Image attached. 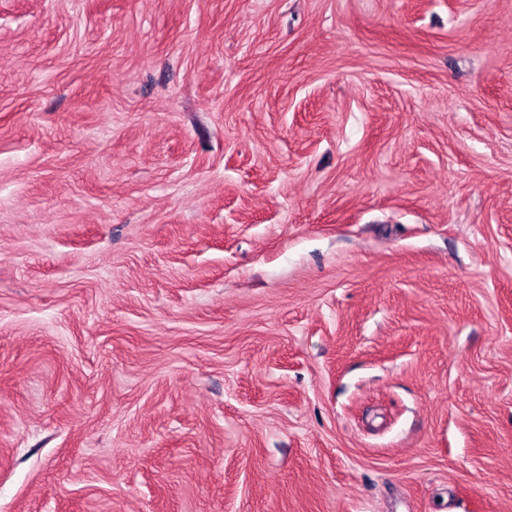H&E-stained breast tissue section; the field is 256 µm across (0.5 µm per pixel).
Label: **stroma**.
Wrapping results in <instances>:
<instances>
[{
	"mask_svg": "<svg viewBox=\"0 0 512 512\" xmlns=\"http://www.w3.org/2000/svg\"><path fill=\"white\" fill-rule=\"evenodd\" d=\"M0 512H512V0H0Z\"/></svg>",
	"mask_w": 512,
	"mask_h": 512,
	"instance_id": "1",
	"label": "stroma"
}]
</instances>
